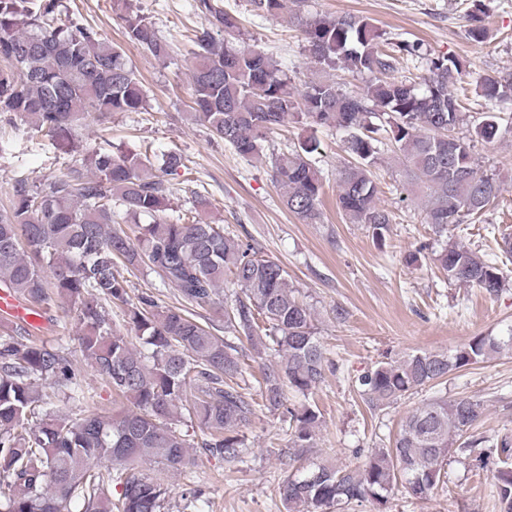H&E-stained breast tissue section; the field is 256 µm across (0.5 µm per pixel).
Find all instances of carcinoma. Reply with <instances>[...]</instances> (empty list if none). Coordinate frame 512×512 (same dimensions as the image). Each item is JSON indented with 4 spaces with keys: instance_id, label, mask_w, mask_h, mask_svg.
Instances as JSON below:
<instances>
[{
    "instance_id": "carcinoma-1",
    "label": "carcinoma",
    "mask_w": 512,
    "mask_h": 512,
    "mask_svg": "<svg viewBox=\"0 0 512 512\" xmlns=\"http://www.w3.org/2000/svg\"><path fill=\"white\" fill-rule=\"evenodd\" d=\"M305 0H291L287 22L298 28L321 69L366 76L346 92L334 80L297 87L278 61L253 46H235L237 18L215 0H194L207 26L192 39V119L231 144L245 159L263 157L264 143L288 116L345 134L355 162L338 172L337 208L351 224H364L385 245L393 214L379 200L371 168L382 149L396 154L412 184L426 190L424 223L439 237L448 227L478 220L502 190L494 173L480 169L473 142L512 135V121L485 112L467 123L463 66L453 56H430L417 41L388 38L369 19L312 15ZM255 15L278 17L286 0H250ZM61 0H0V118H21L81 156L68 172L18 179L12 205L0 209V286L35 312L55 303L78 321L82 356L112 389V414L94 409L92 389L65 349L25 341L26 330L0 323V512H163L165 474L183 473L194 440L184 427L207 430L201 447L236 459L246 450L240 429L260 405L280 415L291 448L316 447L321 425L307 398L324 380L327 360L311 309L288 283L283 266L258 255L218 224L171 217L166 177L184 167L168 152H84L75 129L90 113L106 120L117 112L147 110V95L123 51L78 21L58 23ZM127 39L159 61L169 46L133 0H113ZM480 6L467 15L465 34L487 38ZM426 60L419 80L392 76L398 59ZM475 95L512 105V73L492 71ZM467 134L458 135L462 126ZM308 136L288 152L271 153L273 182L286 210L306 224L320 220L323 175ZM125 217H152L132 241L115 227ZM182 300L207 304L224 295V335L212 324L150 296L133 302L117 265L143 261ZM448 280L495 294L504 287L497 264L461 244L444 241L435 256ZM140 340L132 346L112 328V306ZM281 357L245 379L241 344ZM512 350L507 337L475 336L453 353L417 352L380 361L355 380L371 410L426 386L436 387L460 368ZM49 383L52 392L44 390ZM258 398H253L251 388ZM291 389L306 402L288 405ZM72 404L69 414L49 408L51 395ZM474 397L434 396L403 421L392 446L372 450L352 468L326 463L303 467L279 486L285 512H338L354 502L387 501L397 487L429 496L456 438L480 420ZM501 512H512V469L495 471Z\"/></svg>"
}]
</instances>
